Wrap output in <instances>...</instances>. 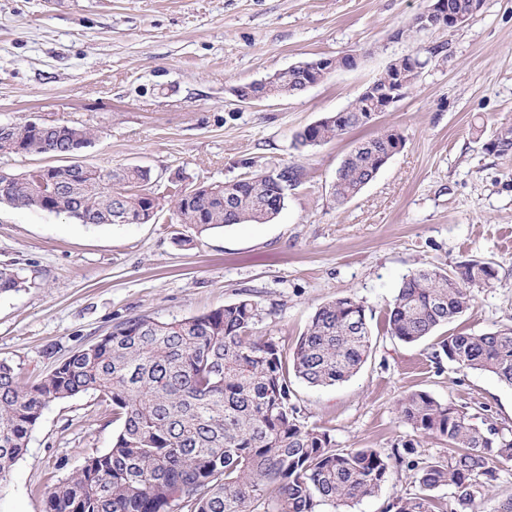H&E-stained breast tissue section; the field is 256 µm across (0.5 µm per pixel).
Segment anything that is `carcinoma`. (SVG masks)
<instances>
[{"label": "carcinoma", "instance_id": "obj_1", "mask_svg": "<svg viewBox=\"0 0 512 512\" xmlns=\"http://www.w3.org/2000/svg\"><path fill=\"white\" fill-rule=\"evenodd\" d=\"M420 56L394 60L373 80L375 89L393 83L399 68ZM328 73L286 69L271 95L292 96ZM366 98L348 111L328 115L295 137V148L326 144L369 124ZM80 126L36 131L12 125L0 151L18 142L28 154L53 157L67 145L88 143ZM405 144L396 129L358 142L344 157L332 185L342 206L379 173L389 153ZM488 153L512 154V127L482 144ZM47 176L70 186L52 201L58 214L103 225L125 216L137 224L148 217L146 186L153 173L141 166L119 170L53 167ZM39 179L31 171L0 180V203L41 210ZM169 196L179 224L203 233L235 224H266L280 212L277 186L263 173ZM496 278L489 262L467 261L449 273L419 269L407 275L385 316L386 333L416 343L462 316L477 292ZM21 272L0 267V294L24 287ZM259 301L248 295L206 314L172 321L131 318L61 362L49 375L23 385L12 366L0 362V484L23 455L43 411L53 402L97 394L110 402L120 427L110 448L86 458L82 467L47 492L44 512H323L379 495L392 470L416 472L418 489L397 495L386 512H481L498 466L512 462V429L493 432L468 412L425 391H411L399 413L422 437L444 438L452 452L423 459L412 441L385 453L378 448H338L326 430L302 423L293 380L331 386L352 377L372 346L365 308L354 296L321 305L291 356L257 334ZM461 370L489 372L512 386V327L492 332H453L438 343L435 359ZM452 490L448 505L434 495Z\"/></svg>", "mask_w": 512, "mask_h": 512}]
</instances>
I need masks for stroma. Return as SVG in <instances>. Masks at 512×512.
Segmentation results:
<instances>
[{"label":"stroma","instance_id":"obj_1","mask_svg":"<svg viewBox=\"0 0 512 512\" xmlns=\"http://www.w3.org/2000/svg\"><path fill=\"white\" fill-rule=\"evenodd\" d=\"M425 0H0V125L83 126L79 158L101 168H151L150 192L189 189L295 167L285 206L267 224L195 233L171 206L145 224L85 225L64 214L0 205V265L26 286L0 296V362L21 381L48 375L135 317L183 319L254 295L263 335L292 353L316 309L343 295L364 305L372 346L348 381L295 383L305 425L340 448L391 451L418 440L398 401L421 390L512 427V387L435 362L450 332L512 326V155L482 148L512 125V0H484L458 29L396 33ZM404 98L370 125L316 149L298 132L347 107L401 56L435 46ZM356 55L352 69L293 95L245 103L238 89L292 64ZM387 128L404 147L345 205L330 192L355 141ZM187 238L177 246L175 236ZM492 262L497 277L473 307L418 342L389 336L385 313L423 267ZM120 427L88 393L45 409L0 484V512H43L48 491L104 451Z\"/></svg>","mask_w":512,"mask_h":512}]
</instances>
